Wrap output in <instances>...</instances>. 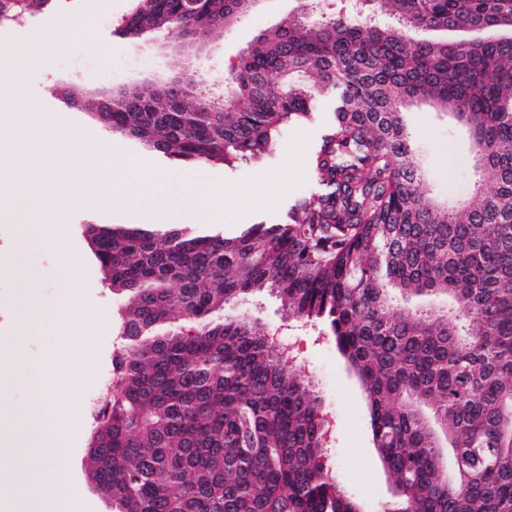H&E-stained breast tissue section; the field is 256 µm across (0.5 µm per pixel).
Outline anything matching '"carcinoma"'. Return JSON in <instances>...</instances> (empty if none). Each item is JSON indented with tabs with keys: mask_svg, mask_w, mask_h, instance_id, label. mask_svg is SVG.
<instances>
[{
	"mask_svg": "<svg viewBox=\"0 0 512 512\" xmlns=\"http://www.w3.org/2000/svg\"><path fill=\"white\" fill-rule=\"evenodd\" d=\"M239 0H138L131 41L224 31ZM512 23V0H362L287 20L239 55L219 99L190 76L148 91L69 88L113 137L172 166L268 162L321 103L315 192L237 235L190 224L84 225L127 296L112 401L88 452L115 512H363L327 459L321 399L262 324L224 308L268 291L318 324L365 394L393 488L386 512H512V43L413 30ZM425 103L483 145L479 202L431 200L404 117ZM448 298V310L396 307Z\"/></svg>",
	"mask_w": 512,
	"mask_h": 512,
	"instance_id": "obj_1",
	"label": "carcinoma"
}]
</instances>
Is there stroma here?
<instances>
[{
    "label": "stroma",
    "mask_w": 512,
    "mask_h": 512,
    "mask_svg": "<svg viewBox=\"0 0 512 512\" xmlns=\"http://www.w3.org/2000/svg\"><path fill=\"white\" fill-rule=\"evenodd\" d=\"M304 3L305 0H263L233 27L210 38L196 55L197 80L223 90L228 68L238 54L259 33L281 20L300 16ZM134 5L135 0H55L49 10L26 18L29 29L39 30L66 13L92 17L91 29L71 37L50 72L34 59L11 54V31L0 28V65L15 70L27 89L22 110L55 113L65 122L82 126L86 131V148L105 143L107 136L101 126L86 113L60 106L54 89L69 84L99 91L158 80L180 68L183 57L173 49L176 31L146 37L135 45L120 36L119 29ZM76 55L84 57L82 66L69 65V58ZM102 56L112 59L113 72L98 66ZM327 120V113L320 112L313 121L291 129L267 163L232 170L205 167L204 172L212 181L239 188L244 201L237 214L211 220L210 228L231 235L246 224L284 221L289 205L313 191L309 159ZM406 122L414 137L419 165L435 196L451 204L467 199L474 174L465 129L449 120L446 113L424 106L411 108ZM89 219V214L80 210L71 211L66 218L71 228L67 247L80 258L75 271L59 264L54 248L27 244L19 225L0 221V347L8 346L15 334L16 295L22 273H34L41 281L36 303L42 315L26 339L25 364L32 371H41L60 346L62 304L69 293L80 291L89 306L109 310L110 321L84 327L86 338L80 346L87 354L84 380L75 397H63L62 406L75 408L83 416L81 425L74 429L64 464L81 488L88 512H112L111 502L95 489L89 478L87 451L98 427L96 415L112 394L102 375L111 371L113 355L123 344L117 330L125 298L112 292L83 234L82 226ZM239 310L259 319L271 340L297 353L294 368L315 383L323 401L329 425V461L335 474L372 512H378L391 499V486L372 443L364 394L337 354L334 342L321 334L318 327L290 320L280 302L267 293L240 305Z\"/></svg>",
    "instance_id": "1"
}]
</instances>
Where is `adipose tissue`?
Returning a JSON list of instances; mask_svg holds the SVG:
<instances>
[{"label": "adipose tissue", "instance_id": "adipose-tissue-1", "mask_svg": "<svg viewBox=\"0 0 512 512\" xmlns=\"http://www.w3.org/2000/svg\"><path fill=\"white\" fill-rule=\"evenodd\" d=\"M87 24V15L66 14L55 20L50 27L37 32L17 28L13 51L19 55H34L43 68L52 69L56 55Z\"/></svg>", "mask_w": 512, "mask_h": 512}]
</instances>
